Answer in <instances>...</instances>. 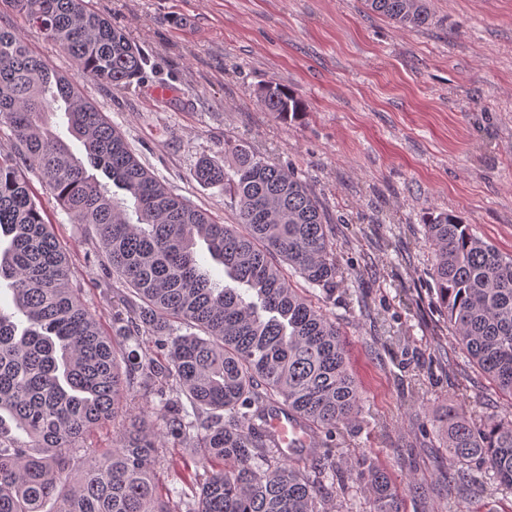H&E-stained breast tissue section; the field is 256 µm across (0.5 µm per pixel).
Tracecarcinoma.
<instances>
[{
	"instance_id": "carcinoma-1",
	"label": "carcinoma",
	"mask_w": 512,
	"mask_h": 512,
	"mask_svg": "<svg viewBox=\"0 0 512 512\" xmlns=\"http://www.w3.org/2000/svg\"><path fill=\"white\" fill-rule=\"evenodd\" d=\"M5 2L112 89L143 77L145 52L88 0ZM366 2L403 27L430 21L425 0ZM258 98L284 121L303 111L279 85ZM58 110L86 160L49 125ZM2 123L14 151L0 156V238L8 239L0 283L15 312L0 308V512H45L49 503L53 512H182L157 468L185 462L183 449L199 487L197 508L187 512H319V478L297 458L283 461L267 415H293L312 437L329 439L358 413L361 397L339 328L282 267L309 288H333L342 274L320 203L299 173L243 142L226 143L236 158L231 173L200 158L197 180L224 189L238 209L239 223L221 224L151 175L73 83L0 28ZM29 172L73 223L93 230L112 273L139 299L112 314L121 341L102 330L72 283L69 256L35 201ZM424 235L450 327L512 398V255L448 212L430 213ZM200 242L230 283L203 267ZM134 370L167 407L160 431L136 410ZM106 422L117 429L112 447L85 445L90 429ZM442 423L457 461L488 466L512 489V420L476 427L450 407ZM353 470L373 512H400L382 469L363 458Z\"/></svg>"
}]
</instances>
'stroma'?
I'll return each mask as SVG.
<instances>
[{
	"mask_svg": "<svg viewBox=\"0 0 512 512\" xmlns=\"http://www.w3.org/2000/svg\"><path fill=\"white\" fill-rule=\"evenodd\" d=\"M149 57L144 81L116 91L0 0V26L66 76L176 195L224 224L233 200L195 177L200 156L232 166L242 141L293 167L318 198L343 273L309 297L336 322L361 392L339 425L321 512H370L352 470L369 458L401 512H512V490L455 461L440 424L512 419V400L444 321L429 268L428 212L446 210L512 254V0H429L432 19L401 28L365 0H91ZM277 83L304 104L282 121L257 92ZM71 255L86 305L111 328L127 291L95 238L32 180ZM468 470L467 483L451 476Z\"/></svg>",
	"mask_w": 512,
	"mask_h": 512,
	"instance_id": "stroma-1",
	"label": "stroma"
}]
</instances>
